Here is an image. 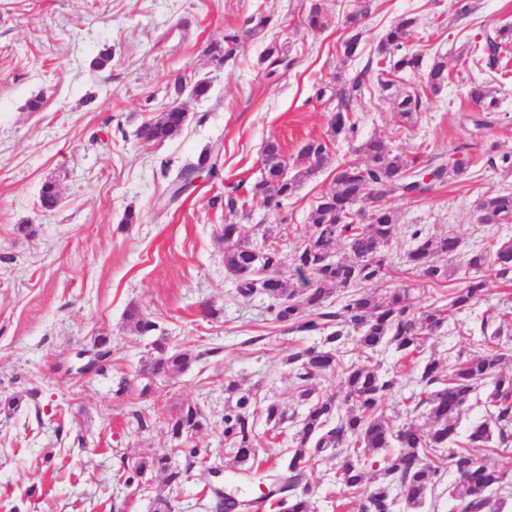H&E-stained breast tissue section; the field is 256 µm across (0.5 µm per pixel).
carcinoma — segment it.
Instances as JSON below:
<instances>
[{"label": "carcinoma", "mask_w": 512, "mask_h": 512, "mask_svg": "<svg viewBox=\"0 0 512 512\" xmlns=\"http://www.w3.org/2000/svg\"><path fill=\"white\" fill-rule=\"evenodd\" d=\"M369 5L345 21L347 36L342 42L343 58L358 51L362 29L361 20L367 16ZM416 19L403 18L380 38L376 62H368L350 82L336 89V112L331 118L327 137L306 141L298 158L301 168L288 171V163L281 155L279 145L268 142L264 147L265 171L251 189V200L270 213H277L292 197L300 183L318 172L327 160L328 145L340 135L356 130L351 121L354 93L371 76H376L381 90L394 85V78L404 74L424 73V90L439 93L448 85V60L435 56L423 64V56L404 51V45ZM329 20L321 4L310 5L308 27L320 31ZM240 34H224V42L214 41L209 46L212 56L223 62L232 58ZM512 44V29L500 28L497 36L486 37V42L472 48L473 60L486 71H500L501 53ZM468 95L483 104L486 113L495 112L498 99L484 84H474ZM422 94L407 92L395 99L403 124L410 126L417 120L422 108ZM187 120L186 111L172 107L157 119L144 123L137 132L138 139L162 142L181 131ZM364 160H349L336 167L334 187L318 198L309 215L310 230L303 243L294 251L290 263H285L273 244L255 248L239 238L238 225H224V268L236 279V294L242 299L264 296L273 321L288 334L316 336L320 344L288 354L286 362L297 380L299 398L308 409L292 436V448L280 462L279 476L269 486L266 498L273 512H308L310 477L322 453L328 449H343L345 459L336 472L338 480L353 491L362 488L366 472L361 455L386 448H398L382 459L383 480L368 489L358 500V512H393L399 490L406 503L414 509L423 504L427 490L441 480V466L434 460L437 451L448 450V462L459 475L462 488L463 512H503L500 493L506 487V474L498 468L478 460L470 449L484 448L497 441L500 448L512 447V374L499 370L506 354L494 348L497 336L509 325L512 315L500 310L484 315L480 331L485 345L483 351L458 358L443 366L436 360L417 361L414 356L427 339L438 332L451 314L470 308L486 296V281L480 275L488 262H493L497 275L504 284L512 282V240L496 243L491 250L475 249L467 260L468 276L460 288L449 293L448 305L425 310L416 308L410 289L395 288L381 296L378 287L391 277L393 265L386 247L393 238L397 219L384 198L397 193L417 198L429 192L436 182H457L465 177L471 164L462 166L441 162L434 166L420 165L398 151L386 149L383 141L370 138L357 147ZM210 154L203 150L196 161L183 166L172 181V193L180 190L186 173L207 162ZM372 201L368 223L356 218L363 211L355 209L362 200ZM58 192L48 182L41 188L39 202L42 208L56 207ZM247 201L237 190L218 196L212 205H219L229 217H234ZM483 224H501L512 218V192L485 197L479 206ZM413 244L401 257V264L411 273L430 283L445 282L451 277V266L461 250V240L449 233L415 228L411 231ZM344 245L347 256L331 260L338 245ZM448 258V265L436 264V258ZM348 293L338 303L329 301L332 288ZM127 318L136 333L148 336L157 330L156 323L138 308L127 311ZM361 355L368 356L383 344L393 346L401 354L400 361L416 365L420 371V391L414 409L427 406L429 428L419 429L409 423L394 426L381 411L384 396L399 384L400 374H382L371 363L347 366L340 358L341 349L351 343ZM218 352L216 348L194 351L180 348L167 339L152 343V353L140 369L148 378H166L188 371L202 358ZM342 375V397L334 395L314 397L312 380L327 374ZM490 382L486 393L488 421L474 423L459 440V421L471 395L485 382ZM227 399L235 404L225 409L224 442L240 469L248 472L256 460L254 441L255 411L249 395L240 392L237 383L224 384ZM347 410H341V406ZM265 422L278 428L287 422L286 412L272 401L262 410ZM207 419L197 405H188L167 422L174 448L166 454L142 456L133 464L134 474L142 479L155 473L166 476L167 485L177 487L191 467L195 450L186 447V441L200 433ZM254 502L245 499L218 500L216 508L222 512H249Z\"/></svg>", "instance_id": "obj_1"}]
</instances>
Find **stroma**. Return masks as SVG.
<instances>
[{
  "mask_svg": "<svg viewBox=\"0 0 512 512\" xmlns=\"http://www.w3.org/2000/svg\"><path fill=\"white\" fill-rule=\"evenodd\" d=\"M361 2L320 0L330 24L314 33L306 22L311 0H0V398H23L13 413L0 412V512H151L159 495L171 512H214L219 492L253 500L252 512H265L257 505L259 486L291 447L307 410L286 358L316 340L282 333L266 299L237 297L224 269L225 213L211 205L230 187L248 200L234 219L241 240L275 243L287 261L309 229L314 201L331 189L334 169L354 159L364 140L378 137L422 162L447 159L459 144L472 143V168L459 182L435 185L420 199L389 197L398 220L387 247L396 262L389 285L410 288L415 307L444 305L464 282L467 251L512 239V223H480L477 210L481 199L512 191V171L486 152L493 142L512 152V54L503 60L504 76L493 78L469 52L497 27H512V0H469L466 16L458 15V0H373L359 50L346 62L344 21ZM260 15L269 17L268 26L243 34L245 20ZM407 15L416 20L407 50L447 56V87L425 94L417 122L404 130L392 95L420 88L422 78L403 77L389 93L366 82L352 103L357 131L337 138L329 163L301 182L279 212L252 202L265 142L277 140L296 166L301 145L324 137L335 112V99L319 96L320 85L348 84L386 30ZM228 31L242 37L232 59L221 62L208 47ZM273 43L289 66L263 62ZM104 54L110 63L97 67ZM201 78L211 85L202 99L192 93ZM478 83L499 101L479 130L468 97ZM36 97L43 106L29 111ZM175 104L188 113L176 136L138 139L143 123ZM204 150L219 158V177L169 202L177 170ZM47 182L59 190L51 211L39 204ZM130 210L138 223H125ZM19 224L30 234L16 235ZM414 224L462 239L465 252L449 281L424 283L399 265ZM483 275L485 300L452 315L427 340L422 359L478 351L485 312H512V285L493 267ZM134 306L151 315L157 336L208 350V357L143 393L137 373L153 337L131 329L126 312ZM208 307L214 316H204ZM100 336L111 341L110 358L80 373V352L93 350ZM399 359L386 344L372 355L382 371L401 374L382 410L394 425L427 426V409L405 410L422 384L418 371H399ZM123 378L130 387L119 397ZM231 380L256 407L274 401L288 416L277 429L257 418L262 464L248 478L236 475L224 444V385ZM189 404L201 408L208 425L190 442L197 454L182 486L169 490L160 474L146 482L134 477L139 457L169 452L167 422ZM135 411L149 428L135 430ZM343 458L324 453L311 477L310 512H342L349 498L336 478ZM216 466L223 475L214 476Z\"/></svg>",
  "mask_w": 512,
  "mask_h": 512,
  "instance_id": "35a3bbf8",
  "label": "stroma"
}]
</instances>
